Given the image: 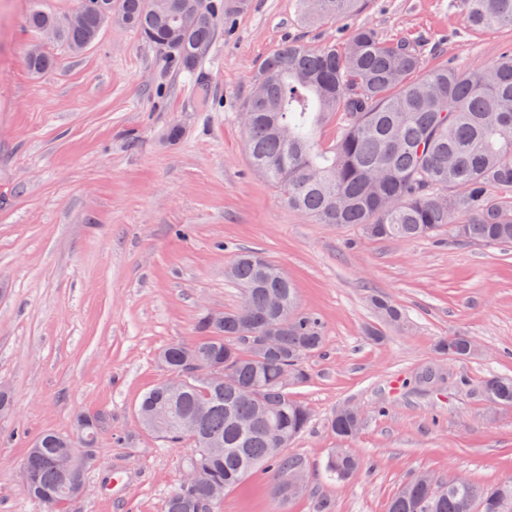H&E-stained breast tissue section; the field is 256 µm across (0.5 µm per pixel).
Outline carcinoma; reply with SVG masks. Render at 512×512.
Wrapping results in <instances>:
<instances>
[{
	"label": "carcinoma",
	"mask_w": 512,
	"mask_h": 512,
	"mask_svg": "<svg viewBox=\"0 0 512 512\" xmlns=\"http://www.w3.org/2000/svg\"><path fill=\"white\" fill-rule=\"evenodd\" d=\"M358 0H297L308 22H339ZM247 0H79V24L41 7L25 16L41 34L58 31L56 41L74 51L90 47L107 23L129 26L141 40L168 54L179 70L196 71L213 45L223 20L245 9ZM476 28L512 29V0H456ZM181 30V49H169V35ZM27 68L44 73L56 66L50 55L26 57ZM243 113L252 167L283 195L288 206L322 224H357L373 239H420L448 231L463 242L512 243V45L488 63L461 68L445 62L433 69L407 39H384L372 27L355 29L344 41L312 48L290 41L276 49L253 79ZM339 117L336 140L323 147L317 131ZM244 291L243 305L260 332L274 321V291L294 317L273 351L255 352L238 344L244 328L241 309L223 317L199 318L196 338L163 348L158 362L168 373L191 361L231 364L232 379H192L180 389L159 381L138 405L150 417L161 415L164 447L189 443L207 479L224 490L262 475L281 496L285 473L304 466L288 447L309 422L308 407L288 391L283 377L300 387L310 380L305 358L322 349L318 316L296 310V289L284 273L257 253H243L228 270ZM378 317L398 323L401 310L388 298H372ZM437 350L457 358L475 354L468 336L440 340ZM486 399L512 405V376L482 382ZM267 420L242 430L237 419L257 408ZM104 414L77 416L76 433L47 432L28 448L25 462L33 480L24 492L57 512L77 497L73 484H85V471L68 477L49 459L71 448L92 447ZM362 419L339 409L328 427L342 443L352 440ZM362 461L339 446L327 457L325 476L349 481ZM436 488L416 479L392 499L389 512H512V480L484 484L435 479ZM207 487L178 489L164 512H200Z\"/></svg>",
	"instance_id": "obj_1"
}]
</instances>
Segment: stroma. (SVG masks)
I'll list each match as a JSON object with an SVG mask.
<instances>
[{"mask_svg": "<svg viewBox=\"0 0 512 512\" xmlns=\"http://www.w3.org/2000/svg\"><path fill=\"white\" fill-rule=\"evenodd\" d=\"M37 4L67 15L78 2L0 0V384L14 400L0 416V512H45L21 487L29 443L96 412L108 417L97 458L63 512H163L188 450L137 431L136 405L163 377V346L242 304L227 269L244 249L294 283L324 347L293 390L311 413L290 447L307 469L304 494L283 504L250 478L219 512H314L321 499L334 512H388L424 475L511 479L512 407L491 409L481 383L512 376V244L370 239L317 223L252 169L240 114L259 66L287 41L318 47L370 25L421 45L428 66L469 67L493 60L512 31L472 29L452 0H362L316 25L296 0H249L195 77L119 24L76 54L40 39L25 25ZM37 44L56 60L39 75L24 63ZM375 295L402 310L399 324H380ZM375 325L379 343L366 334ZM456 334L475 341L471 358L437 353ZM344 405L363 414L349 446L364 467L336 484L323 465L337 445L328 420ZM130 432L133 443L118 442Z\"/></svg>", "mask_w": 512, "mask_h": 512, "instance_id": "35a3bbf8", "label": "stroma"}]
</instances>
